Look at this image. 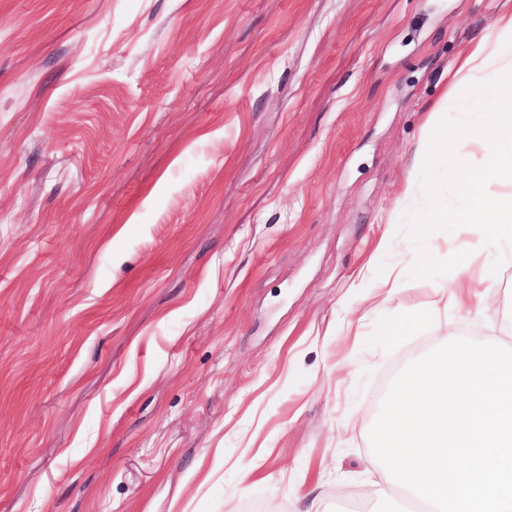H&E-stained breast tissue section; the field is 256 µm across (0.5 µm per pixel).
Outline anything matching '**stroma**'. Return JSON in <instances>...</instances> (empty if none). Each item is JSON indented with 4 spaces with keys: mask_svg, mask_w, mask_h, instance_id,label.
Segmentation results:
<instances>
[{
    "mask_svg": "<svg viewBox=\"0 0 512 512\" xmlns=\"http://www.w3.org/2000/svg\"><path fill=\"white\" fill-rule=\"evenodd\" d=\"M512 0H0V512H345L454 265ZM467 121L447 166L424 125ZM417 171L423 191L403 200ZM390 249L379 250L384 234ZM428 277H420L424 261ZM394 270L388 302L349 278ZM491 64H496L499 71L508 72L512 77V14L501 16L491 33L469 46L450 84L455 86Z\"/></svg>",
    "mask_w": 512,
    "mask_h": 512,
    "instance_id": "obj_1",
    "label": "stroma"
}]
</instances>
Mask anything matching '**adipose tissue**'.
I'll return each mask as SVG.
<instances>
[{
  "label": "adipose tissue",
  "mask_w": 512,
  "mask_h": 512,
  "mask_svg": "<svg viewBox=\"0 0 512 512\" xmlns=\"http://www.w3.org/2000/svg\"><path fill=\"white\" fill-rule=\"evenodd\" d=\"M492 64L499 71L512 74V14L501 16L491 33L469 46L453 79L465 80ZM491 102V111L482 115L480 147L485 164L479 170L462 172L458 179L467 207L452 213L434 200L420 215L425 224L459 225L464 247L484 255L485 260L478 267L459 263L445 288L439 289L438 301L426 309L410 311V318L432 316L445 303L453 304L461 312H471L475 304L498 288L500 266L512 257V193L500 195L492 191L496 185H512V96L495 93Z\"/></svg>",
  "instance_id": "adipose-tissue-1"
}]
</instances>
